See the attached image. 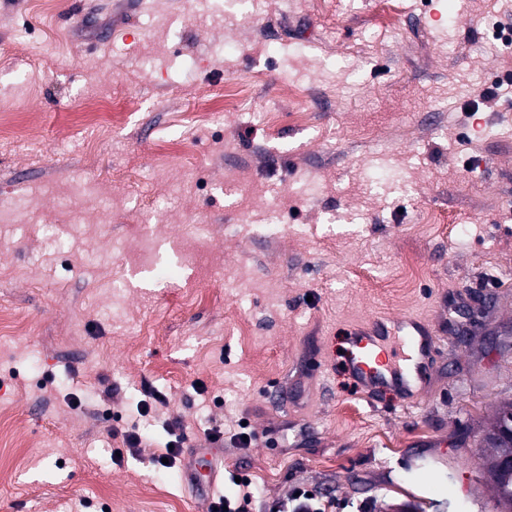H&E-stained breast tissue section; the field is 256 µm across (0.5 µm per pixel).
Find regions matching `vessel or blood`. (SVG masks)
<instances>
[{"instance_id":"1","label":"vessel or blood","mask_w":512,"mask_h":512,"mask_svg":"<svg viewBox=\"0 0 512 512\" xmlns=\"http://www.w3.org/2000/svg\"><path fill=\"white\" fill-rule=\"evenodd\" d=\"M430 326L412 317L380 318L354 328L344 357V369L366 396L389 391L406 404H416L424 393L435 357ZM194 470L204 473V485L216 483L224 451L194 448Z\"/></svg>"}]
</instances>
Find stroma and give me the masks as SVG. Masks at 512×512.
Masks as SVG:
<instances>
[{"label": "stroma", "instance_id": "obj_1", "mask_svg": "<svg viewBox=\"0 0 512 512\" xmlns=\"http://www.w3.org/2000/svg\"><path fill=\"white\" fill-rule=\"evenodd\" d=\"M392 7L395 29L369 25ZM496 23L512 27V0H339L332 16L315 0H0V115L30 116L26 141L0 147V308L20 318L0 323V417L20 421L0 512H207L225 485L202 493L149 457L178 427L208 447L213 426L225 471L262 493L246 512L294 485L336 512H425L420 496L467 512L471 482L491 500L478 448L512 400V86L481 105L477 132L465 107L480 76L512 71ZM216 74L248 86V106L155 168ZM126 94L140 100L128 127L89 155L75 112ZM434 212L447 223L414 234ZM194 224L209 228L207 272L167 286L137 265L148 240L177 263ZM409 259L400 305L386 282ZM400 316L437 341L412 406L366 398L342 368L353 328ZM287 385L296 398L278 406ZM135 429L150 445L136 457ZM425 454L450 481L402 475Z\"/></svg>", "mask_w": 512, "mask_h": 512}]
</instances>
